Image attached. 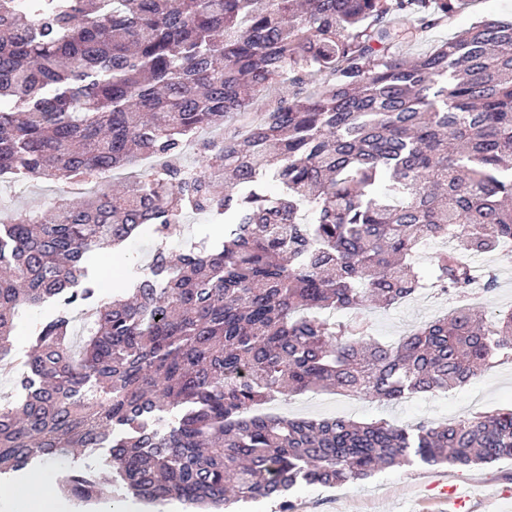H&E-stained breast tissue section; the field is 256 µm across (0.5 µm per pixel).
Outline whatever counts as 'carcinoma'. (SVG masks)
I'll return each instance as SVG.
<instances>
[{"mask_svg":"<svg viewBox=\"0 0 512 512\" xmlns=\"http://www.w3.org/2000/svg\"><path fill=\"white\" fill-rule=\"evenodd\" d=\"M461 4L0 0V177L133 172L118 192L0 224V360L21 307L94 292L91 252L147 224L167 238L187 210L229 225L219 250L174 261L156 250L131 297L96 307L78 350L64 316L42 327L25 400L0 408V475L107 444L135 498L197 512L278 499L290 512L299 484L512 460V408L406 426L252 413L312 389L379 402L446 393L512 361V311L460 306L396 345L363 316L425 286L415 255L430 238L459 243L431 260L447 294L476 282L472 255L512 242V19L397 53ZM281 79L288 94L205 145L193 172L135 170L254 113ZM166 406L182 409L174 425ZM59 487L98 496L75 469Z\"/></svg>","mask_w":512,"mask_h":512,"instance_id":"cac0c4a2","label":"carcinoma"}]
</instances>
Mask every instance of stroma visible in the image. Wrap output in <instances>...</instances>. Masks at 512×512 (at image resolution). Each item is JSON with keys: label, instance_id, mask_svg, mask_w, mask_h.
<instances>
[{"label": "stroma", "instance_id": "obj_1", "mask_svg": "<svg viewBox=\"0 0 512 512\" xmlns=\"http://www.w3.org/2000/svg\"><path fill=\"white\" fill-rule=\"evenodd\" d=\"M511 16L512 0H469L468 5L457 10L447 23L430 30L418 43L402 48L401 53L407 58L425 53L474 22ZM1 196L11 200L8 208L0 210V219L5 221L13 212L44 211L54 206L58 199H74L78 193L69 181L22 185L0 182ZM224 229L223 222L191 213L186 215L176 234L163 240L152 229H141L122 251L114 254L119 276L112 285L97 290V299L110 300L113 292L130 287L136 279L147 274L157 248H165L174 256L192 248L210 250L222 245ZM476 266L478 271L495 274L497 288L493 293L470 300V307L489 317L512 310V246L478 256ZM455 305V300H437L429 291L422 290L400 304L368 309L365 318L375 338L394 343L420 323ZM78 310L75 304L67 307L50 302L19 311L12 347L16 370L9 376L0 374V406L16 404L23 398L22 381L30 374L26 360L42 326L62 313L74 317ZM279 406L282 414L291 417L346 416L360 422L384 420L398 425L421 421L449 424L478 410L512 407V362L498 364L445 395L426 394L388 404L323 390L282 397ZM109 458V449L89 448L79 455L66 456L60 464H37L0 476V486L7 489L22 487L31 476L54 477L60 468L67 467L87 472L96 479L100 496L91 504L93 512H101L108 505L116 512H183L182 504L176 501L155 505L123 495L112 484ZM439 475L445 477L447 486L468 488L477 512H512L510 460L464 469H436L417 464L395 467L380 471L351 489L299 485L290 491L289 499L295 512H454L452 501L439 499L438 489L431 486Z\"/></svg>", "mask_w": 512, "mask_h": 512}]
</instances>
